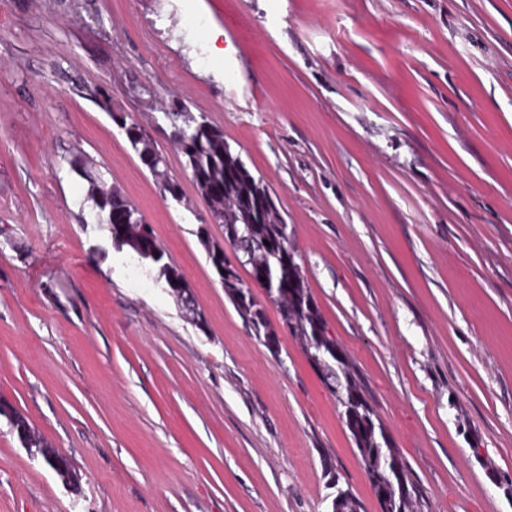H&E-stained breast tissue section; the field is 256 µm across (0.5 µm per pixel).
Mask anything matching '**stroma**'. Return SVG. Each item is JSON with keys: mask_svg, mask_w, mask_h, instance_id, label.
<instances>
[{"mask_svg": "<svg viewBox=\"0 0 512 512\" xmlns=\"http://www.w3.org/2000/svg\"><path fill=\"white\" fill-rule=\"evenodd\" d=\"M174 99L269 187L417 512H512V0H0V398L79 477L0 416V512H381L299 343L272 353L213 272ZM78 157L205 325L91 222ZM124 128L126 129L128 141L138 154L142 164L153 173L161 175V191L163 194H169V196L175 200L181 198L179 183L166 176L164 171L160 170L161 166L165 165L164 159L155 148L153 142L142 133L137 124L131 123L127 125V122H125ZM159 269L160 277H164L168 288L177 297L182 308L189 313H193L194 302L189 284L178 270L168 263L156 265ZM5 413L11 415L14 425L12 430L16 432L22 445L25 446V442L29 443V446L25 447L35 448V452L56 472L62 481L73 486L77 485L79 478L69 459L37 433L18 409L7 400H0V415L3 416Z\"/></svg>", "mask_w": 512, "mask_h": 512, "instance_id": "35a3bbf8", "label": "stroma"}]
</instances>
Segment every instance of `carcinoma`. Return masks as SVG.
I'll return each instance as SVG.
<instances>
[{"label": "carcinoma", "instance_id": "1", "mask_svg": "<svg viewBox=\"0 0 512 512\" xmlns=\"http://www.w3.org/2000/svg\"><path fill=\"white\" fill-rule=\"evenodd\" d=\"M175 112L165 113L169 121L170 138L179 146L185 166L202 198L206 201L215 223L230 224L238 230L237 252L242 254V266L248 268L251 279L262 275L269 288L265 299L259 300L251 287L245 285L238 271L226 266L224 249L210 243L204 229H199L209 263L224 285V292L249 327L251 334L268 342L266 334L271 323L266 305H272L279 322L298 338L310 365L342 408V418L359 452L372 491L381 512H416L418 490L411 481L398 448L376 417L363 385L346 354L327 335L321 310L307 287L297 251L290 242L288 224L272 202L268 186L255 178L239 155L224 141V132L206 118L192 116L178 101ZM126 136L142 164L161 175V191L177 200L181 189L177 181L164 175L162 155L138 125H124ZM73 171L92 186L91 198L95 220L107 226L112 244L127 246L142 261L155 253L164 254L154 233L141 232L137 207L105 180L88 173L86 164L73 165ZM159 276L177 297L182 308L193 312L194 302L189 284L178 270L161 259ZM11 415L13 431L20 442L29 443L43 461L62 481L77 485L79 478L69 459L35 431L27 418L6 400H0V415Z\"/></svg>", "mask_w": 512, "mask_h": 512}]
</instances>
